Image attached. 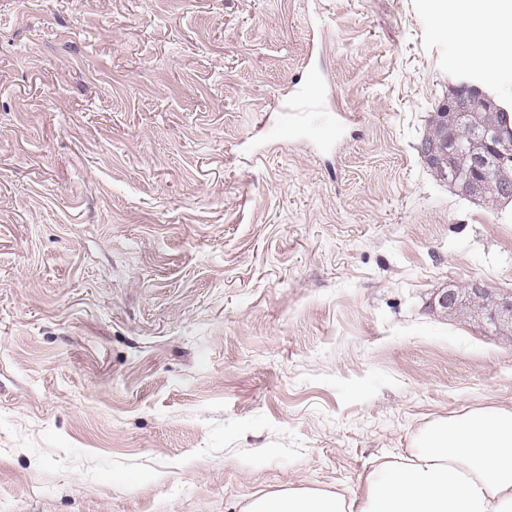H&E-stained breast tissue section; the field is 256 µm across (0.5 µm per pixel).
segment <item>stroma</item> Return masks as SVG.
I'll use <instances>...</instances> for the list:
<instances>
[{
  "instance_id": "stroma-1",
  "label": "stroma",
  "mask_w": 512,
  "mask_h": 512,
  "mask_svg": "<svg viewBox=\"0 0 512 512\" xmlns=\"http://www.w3.org/2000/svg\"><path fill=\"white\" fill-rule=\"evenodd\" d=\"M434 0H0V512H242L358 489L512 409V203L418 152ZM321 79L330 141L276 138ZM487 292L486 287L480 281H473L468 288H448L442 289L438 293V305L447 310L448 313H454L463 298H466L470 305L476 309L488 324L494 327H500L503 324L512 323V293L498 297L494 307L483 310V298Z\"/></svg>"
}]
</instances>
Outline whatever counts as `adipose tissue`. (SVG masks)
<instances>
[{
	"mask_svg": "<svg viewBox=\"0 0 512 512\" xmlns=\"http://www.w3.org/2000/svg\"><path fill=\"white\" fill-rule=\"evenodd\" d=\"M493 15L503 35L480 25ZM440 29L497 78L512 53V0H441ZM243 512H512V409L488 406L433 420L406 455L371 470L347 494L289 488L251 497Z\"/></svg>",
	"mask_w": 512,
	"mask_h": 512,
	"instance_id": "ef3b65f1",
	"label": "adipose tissue"
}]
</instances>
